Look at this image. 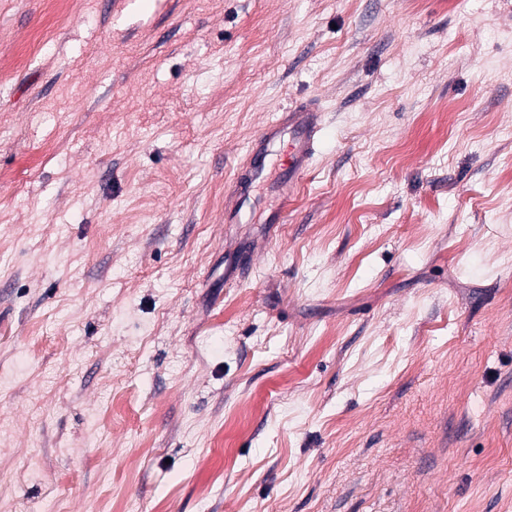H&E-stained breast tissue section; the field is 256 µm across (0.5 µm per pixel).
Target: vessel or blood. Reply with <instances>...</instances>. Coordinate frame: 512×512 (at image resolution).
Returning a JSON list of instances; mask_svg holds the SVG:
<instances>
[{
	"instance_id": "obj_1",
	"label": "vessel or blood",
	"mask_w": 512,
	"mask_h": 512,
	"mask_svg": "<svg viewBox=\"0 0 512 512\" xmlns=\"http://www.w3.org/2000/svg\"><path fill=\"white\" fill-rule=\"evenodd\" d=\"M319 108L316 103L290 106L271 121H268L256 135L248 149V162L234 178L230 187V200L224 205V221L237 224L241 221V207L249 198L255 185L268 182L270 191L281 205L272 210L268 223L284 221L282 205L291 199L301 181L313 165L319 143ZM288 139V162L282 175L276 181H268L267 164L271 147L280 137Z\"/></svg>"
}]
</instances>
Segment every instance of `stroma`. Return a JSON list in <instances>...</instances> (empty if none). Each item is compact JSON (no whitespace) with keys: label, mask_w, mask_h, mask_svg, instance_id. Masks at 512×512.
<instances>
[{"label":"stroma","mask_w":512,"mask_h":512,"mask_svg":"<svg viewBox=\"0 0 512 512\" xmlns=\"http://www.w3.org/2000/svg\"><path fill=\"white\" fill-rule=\"evenodd\" d=\"M306 99L286 223H225ZM50 507L512 512V0H80L0 82V512ZM319 112L315 102L290 106L262 127L250 143L246 166L242 167L231 184L230 202L224 203L225 223L242 224V203L249 198L255 185L266 180L270 149L283 132L288 131V163L283 174L269 184V190L279 198L280 203L266 220L270 224L283 223V206L295 195L300 180L311 169L318 150Z\"/></svg>","instance_id":"obj_1"}]
</instances>
